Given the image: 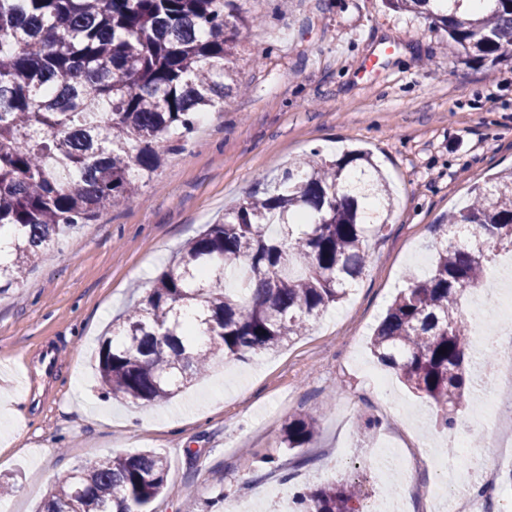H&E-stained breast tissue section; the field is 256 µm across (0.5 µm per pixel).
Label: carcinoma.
<instances>
[{"mask_svg": "<svg viewBox=\"0 0 512 512\" xmlns=\"http://www.w3.org/2000/svg\"><path fill=\"white\" fill-rule=\"evenodd\" d=\"M242 0H0V293L60 240L153 181L164 149L243 91L242 33L265 19ZM442 30L464 64L512 62V0H385ZM433 225L430 275L402 289L370 340L405 386L453 430L471 321L461 302L497 252H512V170ZM393 209L371 158L313 150L179 248L147 295L102 339L96 369L115 398L159 404L214 366L275 350L348 294ZM445 353H440V350ZM318 421L288 420L282 443H312ZM157 453L100 458L58 479L38 512H152L168 486ZM295 512H360L352 486L300 492Z\"/></svg>", "mask_w": 512, "mask_h": 512, "instance_id": "obj_1", "label": "carcinoma"}]
</instances>
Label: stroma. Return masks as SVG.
<instances>
[{"label":"stroma","mask_w":512,"mask_h":512,"mask_svg":"<svg viewBox=\"0 0 512 512\" xmlns=\"http://www.w3.org/2000/svg\"><path fill=\"white\" fill-rule=\"evenodd\" d=\"M245 6L266 18L243 36L245 94L166 153L134 202L79 225L0 294V476L14 486L13 512H34L85 460L141 450L170 463L172 492L153 512H225L244 496L270 512L300 486L337 480L382 497L380 443L414 473L411 512H426L437 475L420 440L430 435L439 455L448 436L434 425L435 406L373 358L369 336L407 276L428 274L433 225L469 204L474 182L512 166V64H462L423 19L382 0H291L278 15L271 0ZM253 48L265 51L263 63ZM354 148L373 151L396 208L342 305L279 351L224 359L166 403H120L101 390L91 356L102 334L179 247L288 159ZM46 346L57 354L49 378L38 370ZM375 374L387 378L393 405L377 394ZM18 391L27 401L8 412ZM304 410L319 431L296 452L282 428ZM360 418L383 427L363 436Z\"/></svg>","instance_id":"obj_1"}]
</instances>
